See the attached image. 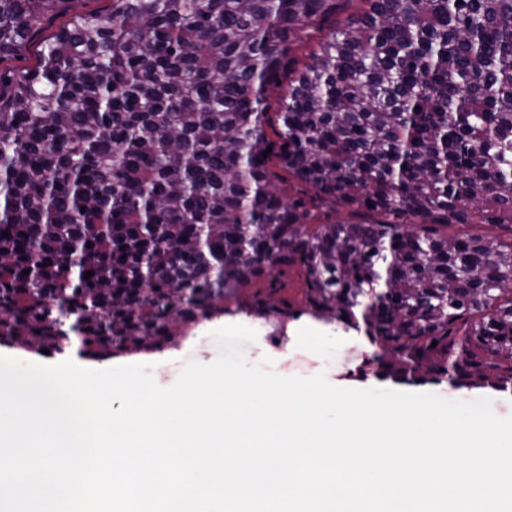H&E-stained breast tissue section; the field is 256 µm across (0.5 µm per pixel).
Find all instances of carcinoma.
Returning a JSON list of instances; mask_svg holds the SVG:
<instances>
[{
  "label": "carcinoma",
  "instance_id": "cac0c4a2",
  "mask_svg": "<svg viewBox=\"0 0 512 512\" xmlns=\"http://www.w3.org/2000/svg\"><path fill=\"white\" fill-rule=\"evenodd\" d=\"M55 2L0 0V64ZM353 2L110 0L0 69V338L167 342L296 267L389 374L512 391V0H361L271 140L290 44ZM274 161L347 217L285 198ZM288 92V72L286 74H281L278 77L277 86L274 85L271 87V91L268 95L270 107L269 114L267 116L268 123L266 125V131L270 138L273 140H277V136L274 134L273 130L278 129L277 126V117L274 112H277V107L279 106V98L281 96L286 95Z\"/></svg>",
  "mask_w": 512,
  "mask_h": 512
}]
</instances>
